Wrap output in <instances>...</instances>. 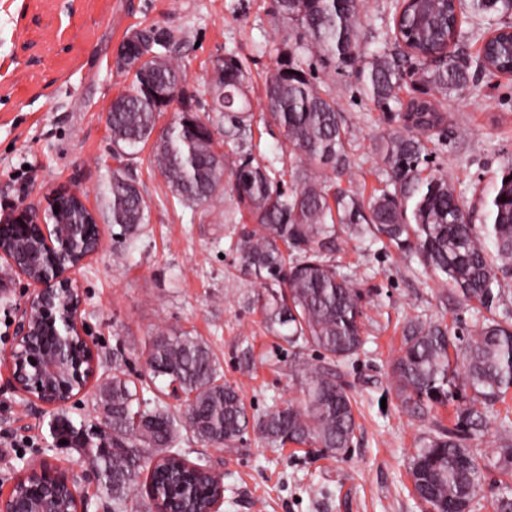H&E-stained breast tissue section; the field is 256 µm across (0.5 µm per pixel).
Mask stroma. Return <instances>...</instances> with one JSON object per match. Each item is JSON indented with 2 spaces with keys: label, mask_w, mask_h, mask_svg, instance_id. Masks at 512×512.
Returning a JSON list of instances; mask_svg holds the SVG:
<instances>
[{
  "label": "stroma",
  "mask_w": 512,
  "mask_h": 512,
  "mask_svg": "<svg viewBox=\"0 0 512 512\" xmlns=\"http://www.w3.org/2000/svg\"><path fill=\"white\" fill-rule=\"evenodd\" d=\"M69 0H0V222L22 206L44 207L51 192L67 187L86 194L101 216L99 252L76 278L85 294L82 318L97 343L100 378L122 371L155 387L146 356L159 334L202 337L255 414L303 398L296 370L314 361L315 349L289 348L268 331L256 301L258 281L241 275L231 247L244 212L233 194L212 207L190 208L173 199L154 169L150 146L128 165L112 156L107 113L124 78L114 59L133 30L161 27L172 35L170 53L186 68L187 89H203L218 58H244L252 105L265 101L262 71L289 50L269 0H81L68 15ZM365 52L393 51L383 39L393 25L394 0H361ZM322 84L336 92L351 143L350 169L333 174L344 188H377L383 164L382 137L400 130L358 96L354 76L320 70ZM445 122L430 131L434 152L427 170L454 184L467 209L481 212L483 188L512 164V77L502 76L452 93ZM133 178L149 205L142 231L113 235L108 187L114 170ZM339 268L369 290L367 342L342 371L355 396L359 427L339 457L314 447L275 446L250 431L231 446H212L181 432L174 451L207 465L224 478L221 512H426L413 495L407 466L420 437L434 423L451 426V409L411 415L391 386V365L409 319L443 322L467 332L476 318L417 258L387 253L350 240L336 253ZM32 292L0 266V356L13 342V319ZM74 425L104 423L96 389L70 403L46 407L28 400L0 371V430L16 447H0V488L10 485L25 461L42 456L74 479L102 512L112 496L80 447L60 448L50 432L56 419Z\"/></svg>",
  "instance_id": "1"
}]
</instances>
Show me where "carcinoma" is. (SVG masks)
I'll use <instances>...</instances> for the list:
<instances>
[{
	"label": "carcinoma",
	"instance_id": "obj_1",
	"mask_svg": "<svg viewBox=\"0 0 512 512\" xmlns=\"http://www.w3.org/2000/svg\"><path fill=\"white\" fill-rule=\"evenodd\" d=\"M471 12L487 20L512 14V0H470ZM270 13L296 35L297 52L277 57L265 75L266 101L260 120L281 128L296 180L288 170L259 161L243 150L252 139V104L244 61L233 54L217 60L215 107L230 124L225 136L240 153L233 161L231 188L250 223L238 229L232 247L240 271L262 281L257 297L267 329L288 347L306 345L316 362L297 369L304 399L257 418L237 386L224 380L209 345L188 334L156 337L146 362L154 378L176 386L191 417L189 431L210 445L229 446L249 428L273 444L324 448L336 455L350 447L358 428L356 401L339 368L364 345L367 291L331 263L345 238L369 240L415 256L445 277L477 315L474 332L452 335L448 326L409 322L392 363L401 405L426 414L455 403L456 428L438 427L423 437L409 463L415 496L432 512H474L487 464L479 461V439L512 392V165L493 183L480 216L465 209L453 184L436 172L422 175L429 156L425 133L443 122V99L474 77L495 69L512 74V39L499 34L482 45L474 63L448 54L419 69L429 98L412 99L398 114L402 130L381 143L385 187L366 197L336 187L329 173L350 165L349 140L336 93L316 81L315 71L337 65L356 70L361 93L382 112L399 102L406 73L391 54L364 58L360 47V0H271ZM465 37L453 0H413L400 25L403 41L422 60L448 33ZM172 35L159 28L129 33L119 50L146 60L135 69L117 57L128 78L108 113L113 155L131 160L136 148L153 141V163L172 196L190 207L224 198L226 154L218 150L213 119L201 113L199 97L186 89V71L171 55ZM178 104L174 122L155 133L162 113ZM112 223L122 234L147 223L148 205L136 182L118 171L109 190ZM112 432L92 424L80 429L60 418L56 431L82 437L106 488L112 512H125L127 490L145 454L169 451L185 421L160 399H144L143 388L123 373L112 374L98 391ZM503 433L493 461L505 489L495 512H512V419H499ZM185 471L171 468L156 485L164 498L178 489Z\"/></svg>",
	"mask_w": 512,
	"mask_h": 512
}]
</instances>
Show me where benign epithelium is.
Listing matches in <instances>:
<instances>
[{"mask_svg":"<svg viewBox=\"0 0 512 512\" xmlns=\"http://www.w3.org/2000/svg\"><path fill=\"white\" fill-rule=\"evenodd\" d=\"M62 199L83 216V223L49 226L42 211L22 206L0 225V259L32 286L3 365L18 393L48 407L62 406L85 392L96 382L100 366L97 345L81 319L85 301L75 277L99 250V218L83 195L68 189L56 190L49 205L56 209ZM184 465L221 488L199 512H220L222 477L187 460ZM26 480L32 485L24 490L21 482ZM181 493L164 500L153 496L154 512H186L187 489ZM0 512H87L86 496L75 481L41 457L27 462L7 490L0 489Z\"/></svg>","mask_w":512,"mask_h":512,"instance_id":"benign-epithelium-1","label":"benign epithelium"}]
</instances>
